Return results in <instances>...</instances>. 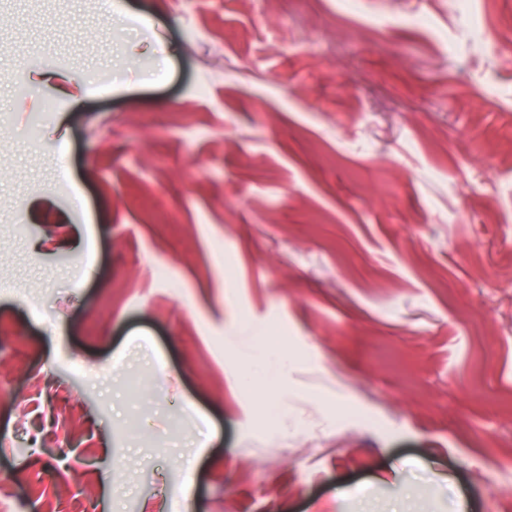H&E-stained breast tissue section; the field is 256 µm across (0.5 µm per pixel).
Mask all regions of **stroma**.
Masks as SVG:
<instances>
[{"mask_svg": "<svg viewBox=\"0 0 512 512\" xmlns=\"http://www.w3.org/2000/svg\"><path fill=\"white\" fill-rule=\"evenodd\" d=\"M118 4L0 0V512H512V0ZM251 337V352L247 357V369L241 380L251 391H259L276 383L288 370V360L280 359L275 363H269L265 359L260 371L253 369L257 359L264 358L268 353L271 342L270 336H266L263 330H256Z\"/></svg>", "mask_w": 512, "mask_h": 512, "instance_id": "stroma-1", "label": "stroma"}]
</instances>
